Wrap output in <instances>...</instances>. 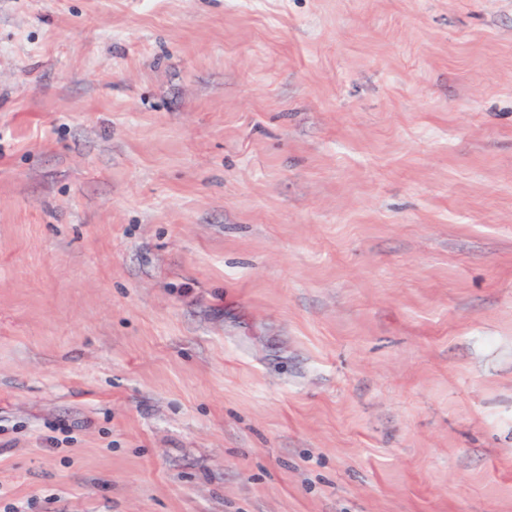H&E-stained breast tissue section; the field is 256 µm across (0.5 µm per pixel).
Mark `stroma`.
Instances as JSON below:
<instances>
[{
  "label": "stroma",
  "mask_w": 512,
  "mask_h": 512,
  "mask_svg": "<svg viewBox=\"0 0 512 512\" xmlns=\"http://www.w3.org/2000/svg\"><path fill=\"white\" fill-rule=\"evenodd\" d=\"M0 512H512V0H0Z\"/></svg>",
  "instance_id": "1"
}]
</instances>
